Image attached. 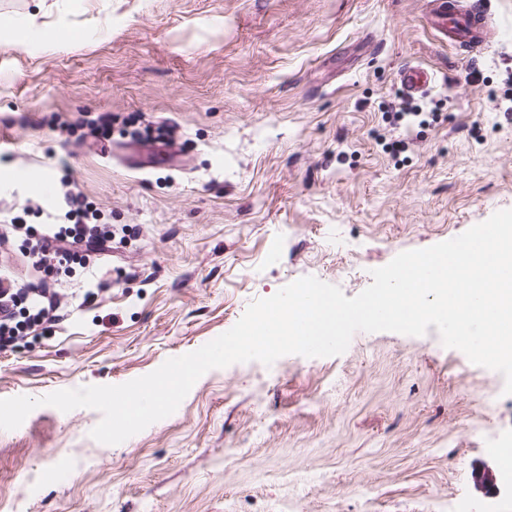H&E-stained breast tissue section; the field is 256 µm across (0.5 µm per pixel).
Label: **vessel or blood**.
<instances>
[{"label": "vessel or blood", "instance_id": "b4317fda", "mask_svg": "<svg viewBox=\"0 0 512 512\" xmlns=\"http://www.w3.org/2000/svg\"><path fill=\"white\" fill-rule=\"evenodd\" d=\"M430 22L444 38L469 49L481 48L491 35L487 12L465 0H435ZM397 79L403 92L412 96L426 93L434 75L426 67L408 63L399 68Z\"/></svg>", "mask_w": 512, "mask_h": 512}]
</instances>
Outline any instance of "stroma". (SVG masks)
<instances>
[{
	"instance_id": "1",
	"label": "stroma",
	"mask_w": 512,
	"mask_h": 512,
	"mask_svg": "<svg viewBox=\"0 0 512 512\" xmlns=\"http://www.w3.org/2000/svg\"><path fill=\"white\" fill-rule=\"evenodd\" d=\"M426 2L0 0V224L70 188L123 239L96 309L0 353V398L126 383L301 277L350 298L512 208V38L444 43ZM407 62L438 74L424 127L391 123ZM84 112L111 136L62 129ZM503 389L432 326L210 370L117 445L99 411L41 406L0 430V512H512Z\"/></svg>"
}]
</instances>
